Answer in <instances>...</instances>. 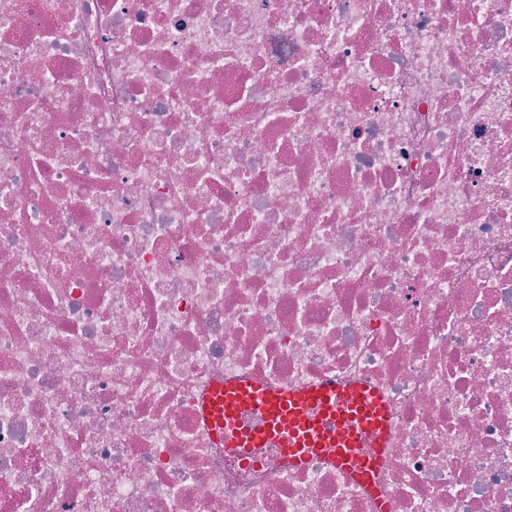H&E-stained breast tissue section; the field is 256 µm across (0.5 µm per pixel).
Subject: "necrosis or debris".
<instances>
[{
  "instance_id": "necrosis-or-debris-1",
  "label": "necrosis or debris",
  "mask_w": 512,
  "mask_h": 512,
  "mask_svg": "<svg viewBox=\"0 0 512 512\" xmlns=\"http://www.w3.org/2000/svg\"><path fill=\"white\" fill-rule=\"evenodd\" d=\"M326 377L374 491L200 420ZM0 512H512V0H0Z\"/></svg>"
}]
</instances>
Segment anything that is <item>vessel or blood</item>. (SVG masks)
<instances>
[{
  "label": "vessel or blood",
  "mask_w": 512,
  "mask_h": 512,
  "mask_svg": "<svg viewBox=\"0 0 512 512\" xmlns=\"http://www.w3.org/2000/svg\"><path fill=\"white\" fill-rule=\"evenodd\" d=\"M200 416L225 449L242 459L270 446L279 447L295 466L319 454L367 489L378 457L360 449L369 437L384 445L390 422L373 388L332 378L295 390L228 381L203 395Z\"/></svg>",
  "instance_id": "vessel-or-blood-1"
}]
</instances>
